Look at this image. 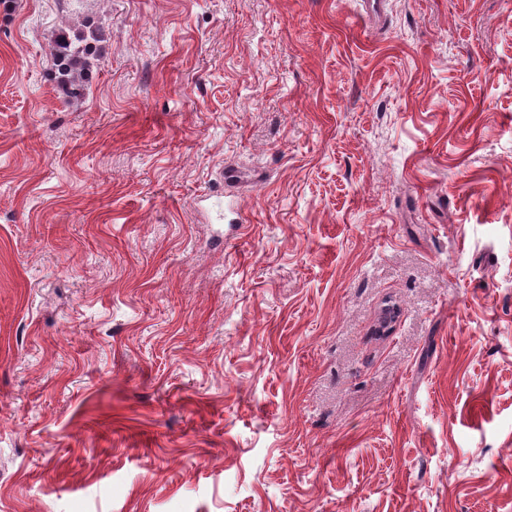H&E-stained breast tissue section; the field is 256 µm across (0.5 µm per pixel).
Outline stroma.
<instances>
[{"instance_id": "1", "label": "stroma", "mask_w": 512, "mask_h": 512, "mask_svg": "<svg viewBox=\"0 0 512 512\" xmlns=\"http://www.w3.org/2000/svg\"><path fill=\"white\" fill-rule=\"evenodd\" d=\"M0 512H512V0H0ZM104 30L89 23L81 29H59L52 45L55 89L67 102L82 99L88 88V76L101 58Z\"/></svg>"}]
</instances>
